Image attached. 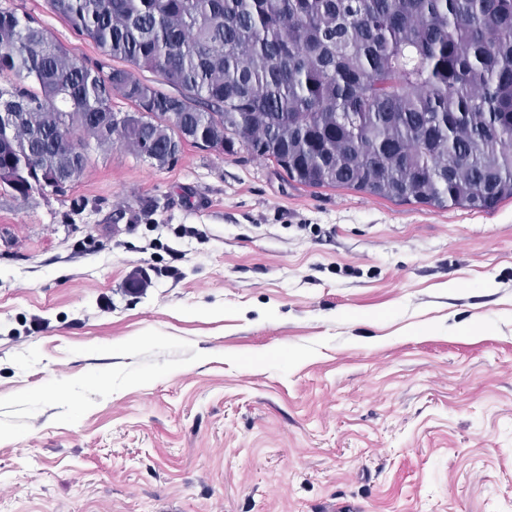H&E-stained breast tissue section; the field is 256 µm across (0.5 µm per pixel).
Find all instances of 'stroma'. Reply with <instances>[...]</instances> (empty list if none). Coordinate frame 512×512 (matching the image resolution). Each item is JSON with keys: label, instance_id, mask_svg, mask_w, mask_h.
Instances as JSON below:
<instances>
[{"label": "stroma", "instance_id": "obj_1", "mask_svg": "<svg viewBox=\"0 0 512 512\" xmlns=\"http://www.w3.org/2000/svg\"><path fill=\"white\" fill-rule=\"evenodd\" d=\"M89 155L0 188V512H512L511 199Z\"/></svg>", "mask_w": 512, "mask_h": 512}]
</instances>
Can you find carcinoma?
I'll use <instances>...</instances> for the list:
<instances>
[{
  "instance_id": "cac0c4a2",
  "label": "carcinoma",
  "mask_w": 512,
  "mask_h": 512,
  "mask_svg": "<svg viewBox=\"0 0 512 512\" xmlns=\"http://www.w3.org/2000/svg\"><path fill=\"white\" fill-rule=\"evenodd\" d=\"M47 6L105 60L0 8V178L24 197L76 180L92 142L164 167L180 142L241 141L313 189L441 209L512 199V0ZM114 97L132 106L121 121Z\"/></svg>"
}]
</instances>
